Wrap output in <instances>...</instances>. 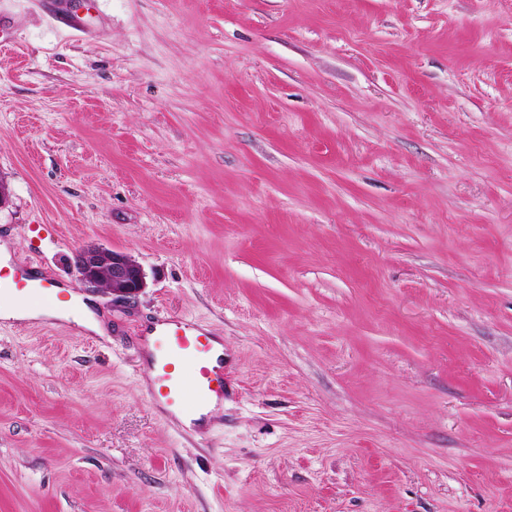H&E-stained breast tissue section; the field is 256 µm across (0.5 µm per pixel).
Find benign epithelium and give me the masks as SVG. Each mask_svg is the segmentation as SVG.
<instances>
[{
    "mask_svg": "<svg viewBox=\"0 0 512 512\" xmlns=\"http://www.w3.org/2000/svg\"><path fill=\"white\" fill-rule=\"evenodd\" d=\"M80 279L92 287H104L120 299L136 296L145 288L140 265L124 252L90 245L78 252Z\"/></svg>",
    "mask_w": 512,
    "mask_h": 512,
    "instance_id": "obj_1",
    "label": "benign epithelium"
}]
</instances>
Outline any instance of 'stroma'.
I'll use <instances>...</instances> for the list:
<instances>
[{"instance_id":"stroma-1","label":"stroma","mask_w":512,"mask_h":512,"mask_svg":"<svg viewBox=\"0 0 512 512\" xmlns=\"http://www.w3.org/2000/svg\"><path fill=\"white\" fill-rule=\"evenodd\" d=\"M0 184L70 289L0 319V512H512V0H0ZM162 313L224 341L205 436ZM80 279L92 287H104L120 299L135 297L145 288L140 265L124 252L90 245L78 252ZM52 315H54L53 311L22 304L5 305L2 309L0 308V317L4 320L31 321ZM138 335L141 346L152 336L153 351L147 357L148 370L154 373L147 390L152 404L170 417L191 418L183 429L203 436L201 428L210 414L204 412L213 403L224 404V357L214 356L215 336L196 321L165 314Z\"/></svg>"}]
</instances>
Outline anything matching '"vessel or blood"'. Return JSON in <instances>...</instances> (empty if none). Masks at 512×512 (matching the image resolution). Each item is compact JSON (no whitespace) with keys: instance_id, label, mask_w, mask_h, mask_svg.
<instances>
[{"instance_id":"1","label":"vessel or blood","mask_w":512,"mask_h":512,"mask_svg":"<svg viewBox=\"0 0 512 512\" xmlns=\"http://www.w3.org/2000/svg\"><path fill=\"white\" fill-rule=\"evenodd\" d=\"M138 339L153 346L147 357L152 404L168 416L189 418L191 430L200 431L210 406L224 402V359L214 354L211 333L196 321L162 314Z\"/></svg>"}]
</instances>
